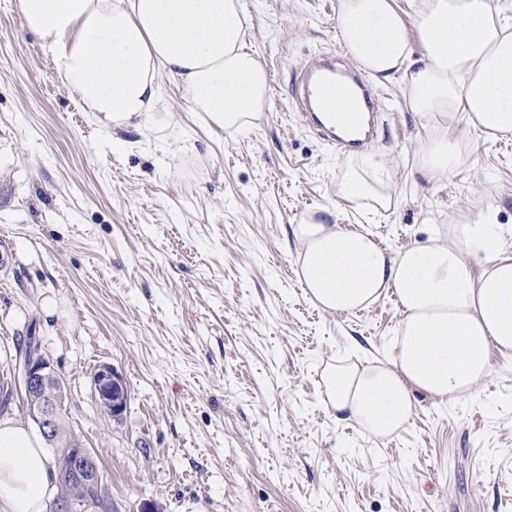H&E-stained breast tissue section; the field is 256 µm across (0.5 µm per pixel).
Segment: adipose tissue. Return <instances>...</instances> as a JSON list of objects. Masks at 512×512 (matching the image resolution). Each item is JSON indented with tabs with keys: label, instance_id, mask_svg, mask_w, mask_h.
<instances>
[{
	"label": "adipose tissue",
	"instance_id": "ef3b65f1",
	"mask_svg": "<svg viewBox=\"0 0 512 512\" xmlns=\"http://www.w3.org/2000/svg\"><path fill=\"white\" fill-rule=\"evenodd\" d=\"M55 71L105 129L148 122L162 75L177 78L194 111L240 130L268 98L265 68L244 48L241 0H15ZM424 54L413 58L392 0H338V31L353 59L379 79L400 73L426 128L418 163L434 181L467 156L454 120L485 139L512 133V7L500 0H414ZM337 192L387 210L386 185L356 163ZM506 228L487 206L397 254L361 232L310 214L293 230L299 278L322 310L354 313L395 294L402 311L392 357L327 366L321 375L337 420L385 439L411 417L414 394L467 399L492 371L491 352L512 354V256ZM485 270L471 279L468 263ZM57 490L52 462L20 422L0 421V512H44Z\"/></svg>",
	"mask_w": 512,
	"mask_h": 512
}]
</instances>
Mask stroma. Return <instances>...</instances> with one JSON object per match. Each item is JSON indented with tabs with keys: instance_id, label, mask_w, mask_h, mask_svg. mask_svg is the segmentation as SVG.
<instances>
[{
	"instance_id": "1",
	"label": "stroma",
	"mask_w": 512,
	"mask_h": 512,
	"mask_svg": "<svg viewBox=\"0 0 512 512\" xmlns=\"http://www.w3.org/2000/svg\"><path fill=\"white\" fill-rule=\"evenodd\" d=\"M243 2L269 75L259 120L213 128L166 75L153 120L107 131L0 0V366L35 332L114 512H512V356L493 355L470 399L416 395L389 438L337 421L323 369L391 356L401 311L391 296L353 314L316 307L293 235L319 207L393 254L488 203L512 226V134L488 141L458 120L468 160L428 180L402 76L377 81L378 138L351 159L393 206L354 207L337 193L348 158L287 92L309 56L348 59L338 0ZM103 364L127 382L118 421L94 399Z\"/></svg>"
}]
</instances>
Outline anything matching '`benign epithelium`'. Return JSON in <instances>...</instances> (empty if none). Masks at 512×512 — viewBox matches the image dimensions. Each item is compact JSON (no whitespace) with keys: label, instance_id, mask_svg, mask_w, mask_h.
Returning <instances> with one entry per match:
<instances>
[{"label":"benign epithelium","instance_id":"1","mask_svg":"<svg viewBox=\"0 0 512 512\" xmlns=\"http://www.w3.org/2000/svg\"><path fill=\"white\" fill-rule=\"evenodd\" d=\"M16 390L27 403L26 414L51 447L56 446L58 431L55 427L57 407L64 387L50 358L43 352L26 357L16 356ZM92 386L97 405L118 420L126 410L129 393L123 377L110 365L104 364L94 372ZM73 463L67 482L50 505V512H98L97 500L85 494L91 486L100 484V474L92 460L89 448L73 439Z\"/></svg>","mask_w":512,"mask_h":512}]
</instances>
